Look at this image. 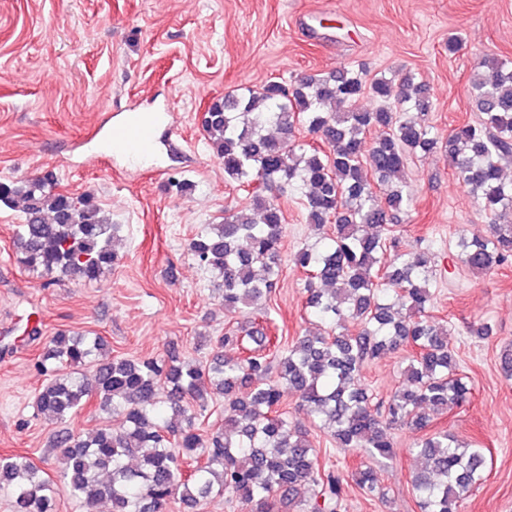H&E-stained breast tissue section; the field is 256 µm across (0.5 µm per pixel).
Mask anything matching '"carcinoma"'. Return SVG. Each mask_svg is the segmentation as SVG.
Instances as JSON below:
<instances>
[{
  "instance_id": "cac0c4a2",
  "label": "carcinoma",
  "mask_w": 512,
  "mask_h": 512,
  "mask_svg": "<svg viewBox=\"0 0 512 512\" xmlns=\"http://www.w3.org/2000/svg\"><path fill=\"white\" fill-rule=\"evenodd\" d=\"M478 120L450 130L441 141L417 120L431 110L427 85L408 72L395 81L367 80L341 66L286 86L269 81L213 100L202 125L224 174L247 192L242 209L205 224L189 240L192 258L214 277L224 312L256 317L281 275L283 211L273 193L305 190L308 224L334 230L321 244L294 254L306 274L305 309L324 326L293 339L287 350L253 328L217 339L219 352L205 365L174 352L163 358L100 360L106 340L57 330L39 355L51 379L38 391L37 411L61 423L96 399L119 426L81 436L58 431L53 441L59 482L21 455H0V489L13 512H54L58 489L92 509L168 512L180 503L195 509L227 494L248 512H339L345 476L320 467L308 433L279 411L297 396L298 410L324 424L336 447L373 459L394 456L392 430H424L430 414L462 406L471 386L457 370L450 330L430 314L425 251L389 252L384 230L413 201L393 183L409 156L438 149L455 179L488 217L486 234L461 240L462 266L487 273L512 260V181L502 162L512 158V60L484 56L469 79ZM380 101L369 111L364 95ZM304 125L321 142L300 144ZM49 176L0 182V205L21 206L15 225L17 263L50 278L97 281L119 263L114 249L120 225L108 223L90 197L54 191ZM356 323L355 333L346 323ZM407 353L404 382L376 398L361 382L366 361ZM209 394L227 401L234 415L206 431L194 404ZM411 453L424 467L412 478L420 512H459L489 468L485 449L463 446L446 431L427 434ZM351 478L365 493L385 499L374 470L360 464ZM309 487L308 500H296Z\"/></svg>"
}]
</instances>
